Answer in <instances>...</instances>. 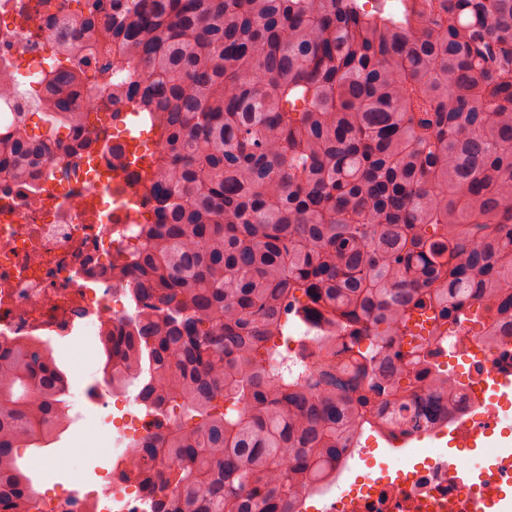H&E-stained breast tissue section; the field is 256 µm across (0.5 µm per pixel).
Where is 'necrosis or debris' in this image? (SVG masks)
I'll use <instances>...</instances> for the list:
<instances>
[{
	"mask_svg": "<svg viewBox=\"0 0 512 512\" xmlns=\"http://www.w3.org/2000/svg\"><path fill=\"white\" fill-rule=\"evenodd\" d=\"M21 0H0V53L11 69L36 85L47 69L44 41L70 19V0H53L43 38L17 22ZM121 135L90 123L80 133L86 148L47 161L50 172L38 190L0 188V344L19 340L52 347L79 326L101 333L103 326L133 316L123 292L97 269L129 244L152 212L134 168L111 152L113 144L134 151L146 143L139 120L129 114ZM442 356L461 359L469 378L464 397L469 424L494 435L502 406L491 392V375H512V336L487 345L480 336L449 340ZM512 487V462L498 455L476 479L457 482L444 455L425 456L412 468L356 477L347 493L326 500L323 512H491ZM115 512H146L138 482H109L105 491L43 493L31 512H100L102 497Z\"/></svg>",
	"mask_w": 512,
	"mask_h": 512,
	"instance_id": "necrosis-or-debris-1",
	"label": "necrosis or debris"
}]
</instances>
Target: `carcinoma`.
<instances>
[{"mask_svg": "<svg viewBox=\"0 0 512 512\" xmlns=\"http://www.w3.org/2000/svg\"><path fill=\"white\" fill-rule=\"evenodd\" d=\"M73 2L0 176L35 186L81 100L151 121L153 219L107 273L137 272L139 314L103 344L148 418L126 476L151 512H306L365 429L460 413L438 344L512 336V0ZM67 396L45 349L0 345V512L38 496L18 449L54 443Z\"/></svg>", "mask_w": 512, "mask_h": 512, "instance_id": "carcinoma-1", "label": "carcinoma"}]
</instances>
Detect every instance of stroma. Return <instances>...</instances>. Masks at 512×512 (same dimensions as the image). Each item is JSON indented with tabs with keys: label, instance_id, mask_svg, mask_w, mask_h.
Here are the masks:
<instances>
[{
	"label": "stroma",
	"instance_id": "stroma-1",
	"mask_svg": "<svg viewBox=\"0 0 512 512\" xmlns=\"http://www.w3.org/2000/svg\"><path fill=\"white\" fill-rule=\"evenodd\" d=\"M53 354L64 367L69 380L70 428L45 449H26L23 462L32 472L39 490L51 487L92 489L103 491L108 476L118 457L112 452V440L118 434V409L109 412L97 410L87 394L103 381V361L94 337L86 332H75L66 343L54 346ZM498 445L497 440L482 439L478 448L462 450L451 436L426 438L423 446L429 453H447L449 461L458 467H470L472 462L488 466ZM43 459H53L63 465L64 477H57L50 469L40 467Z\"/></svg>",
	"mask_w": 512,
	"mask_h": 512
}]
</instances>
